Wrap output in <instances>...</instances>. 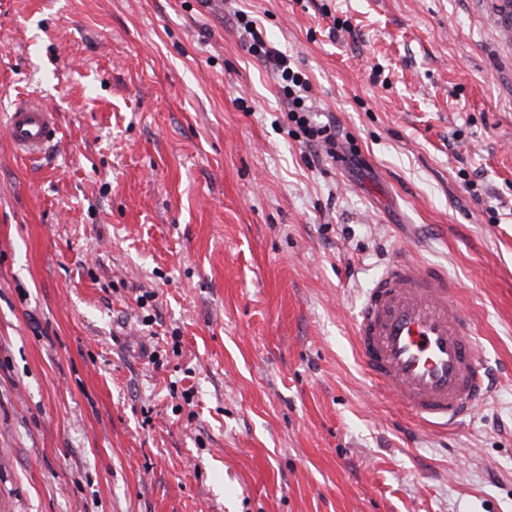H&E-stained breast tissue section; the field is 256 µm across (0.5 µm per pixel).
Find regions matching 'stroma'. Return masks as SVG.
Here are the masks:
<instances>
[{
    "instance_id": "stroma-1",
    "label": "stroma",
    "mask_w": 512,
    "mask_h": 512,
    "mask_svg": "<svg viewBox=\"0 0 512 512\" xmlns=\"http://www.w3.org/2000/svg\"><path fill=\"white\" fill-rule=\"evenodd\" d=\"M241 12L362 165L297 134ZM28 94L39 158L3 128ZM399 252L459 285L491 378L448 430L354 353ZM0 512H512L493 0H0ZM58 113L36 99L15 101L7 112L5 128L12 145L30 157L40 155L53 138Z\"/></svg>"
}]
</instances>
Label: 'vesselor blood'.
<instances>
[{"instance_id":"vessel-or-blood-1","label":"vessel or blood","mask_w":512,"mask_h":512,"mask_svg":"<svg viewBox=\"0 0 512 512\" xmlns=\"http://www.w3.org/2000/svg\"><path fill=\"white\" fill-rule=\"evenodd\" d=\"M57 125L48 104L21 99L5 128L17 150L35 157ZM354 336L373 381L427 424L459 423L487 395L457 287L433 266L395 257L360 306Z\"/></svg>"}]
</instances>
